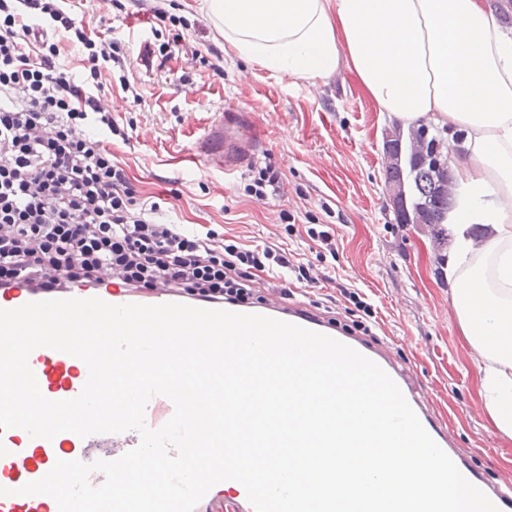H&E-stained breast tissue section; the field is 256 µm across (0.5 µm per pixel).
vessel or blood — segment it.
<instances>
[{"label": "vessel or blood", "instance_id": "b4317fda", "mask_svg": "<svg viewBox=\"0 0 512 512\" xmlns=\"http://www.w3.org/2000/svg\"><path fill=\"white\" fill-rule=\"evenodd\" d=\"M246 116L236 108H227L219 114L215 126L209 127L199 139L196 147L207 162L230 172L235 167L236 157L246 145L238 136V128ZM97 297L103 301L122 305L128 303L155 305L181 303L185 296L177 288H158L138 292L123 288L119 277L111 270H103L97 286L89 288L76 285L70 288H32L19 281L0 288V309H15L32 301ZM234 312L259 314L303 328L339 338L385 370L401 389L422 425L436 443L452 458L464 477L482 490L499 508L500 512H512V497L502 493L496 486L485 481L454 446L453 435L447 422L438 416L429 403L418 392L414 376L409 369L398 364L396 359L380 345L366 344L361 337L338 334L328 320L318 315H308L301 310L283 305L272 296H264L255 304H237ZM28 363L37 380L41 393L51 400L76 398L86 383L89 370L79 358L47 347L33 350ZM174 405L162 395L154 396L145 409V421L150 428L157 429L172 416ZM140 442L138 432L93 434L82 438L71 432H62L53 440L33 438L20 428L0 432V512H58L56 502L47 495H23L19 489L26 483L45 476L56 460H82L93 462V449H101L99 457L114 460L135 448ZM195 512H254L247 498L225 495L223 484H216L197 504Z\"/></svg>", "mask_w": 512, "mask_h": 512}]
</instances>
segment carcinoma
Returning a JSON list of instances; mask_svg holds the SVG:
<instances>
[{"label":"carcinoma","instance_id":"cac0c4a2","mask_svg":"<svg viewBox=\"0 0 512 512\" xmlns=\"http://www.w3.org/2000/svg\"><path fill=\"white\" fill-rule=\"evenodd\" d=\"M389 162L385 180L398 205L401 224H423L430 228L438 248L448 246L450 211L456 205V185L441 158L440 139L427 125L397 129L386 142Z\"/></svg>","mask_w":512,"mask_h":512}]
</instances>
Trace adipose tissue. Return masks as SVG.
<instances>
[{
    "mask_svg": "<svg viewBox=\"0 0 512 512\" xmlns=\"http://www.w3.org/2000/svg\"><path fill=\"white\" fill-rule=\"evenodd\" d=\"M224 48L273 75L317 84L353 72L379 111L432 122L449 141L452 304L484 360L483 392L512 434V27L488 0H208ZM493 234L475 246L471 225Z\"/></svg>",
    "mask_w": 512,
    "mask_h": 512,
    "instance_id": "ef3b65f1",
    "label": "adipose tissue"
}]
</instances>
